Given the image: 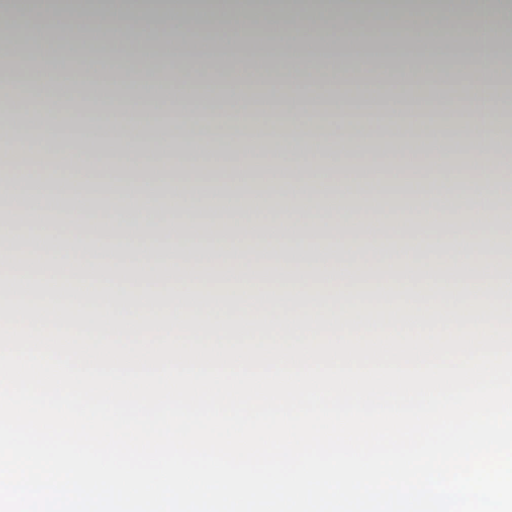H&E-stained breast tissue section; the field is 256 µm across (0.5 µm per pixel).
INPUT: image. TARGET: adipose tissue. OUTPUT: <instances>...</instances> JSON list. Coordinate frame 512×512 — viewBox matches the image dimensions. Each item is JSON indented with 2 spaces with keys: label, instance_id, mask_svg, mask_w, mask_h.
I'll list each match as a JSON object with an SVG mask.
<instances>
[{
  "label": "adipose tissue",
  "instance_id": "adipose-tissue-1",
  "mask_svg": "<svg viewBox=\"0 0 512 512\" xmlns=\"http://www.w3.org/2000/svg\"><path fill=\"white\" fill-rule=\"evenodd\" d=\"M228 0H123L102 15L75 8L48 10L30 25L29 0H0V29L15 45L44 47L80 38L101 44V55L69 61L67 75L50 66L23 72L15 96L26 110L0 113V151L36 158L0 175V199L17 216L61 212L70 242L59 248L42 235L25 265L17 254L14 225H0V274L23 287L0 292V320L30 327L53 325L101 336L138 337L145 332L189 333L196 342L254 337L303 341L309 332H352L377 328H436L479 310L485 320L512 322V290L505 288L502 240L512 228L493 224L502 203L512 200V96L499 76L512 58V6L506 0H346L351 18L338 35L349 57L330 54L326 31L312 16L334 0H259L256 7L228 10ZM396 22L395 37L382 50L366 44L382 18ZM136 25L144 44L163 43L162 56L131 51L124 33ZM241 51L247 33L273 37L270 50L237 61L236 75L215 82L216 54L195 45L209 31ZM369 73V95L387 90L385 118L352 112L342 89L354 75ZM277 74L276 118L247 107L246 83L263 84ZM453 86L468 105L455 173L427 165L424 150L444 144L446 134L432 111L439 91ZM101 96L107 122H88L78 141L43 101ZM420 102L403 110L408 94ZM181 98L185 108L169 113L165 103ZM329 100L323 123L304 103ZM151 124L149 149L142 128ZM409 142L413 151L390 162L378 149L377 130ZM185 141L181 152L173 143ZM121 142L120 158L103 147ZM263 142L270 159L256 170L241 147ZM359 149L355 164L340 145ZM147 170L137 195L109 205V221L83 220L81 185L111 170ZM262 176L269 196L243 200L229 184ZM412 198L386 208V188ZM361 197L387 217L374 237L348 209ZM278 208L293 216L321 211L332 224H263L244 220L243 209ZM490 217L475 230L474 211ZM462 216L447 223L448 213ZM381 258L380 288H360L336 279V268L353 254ZM447 253V263L437 260ZM152 261L160 270L152 285L131 283L130 265ZM478 274H471V266Z\"/></svg>",
  "mask_w": 512,
  "mask_h": 512
}]
</instances>
